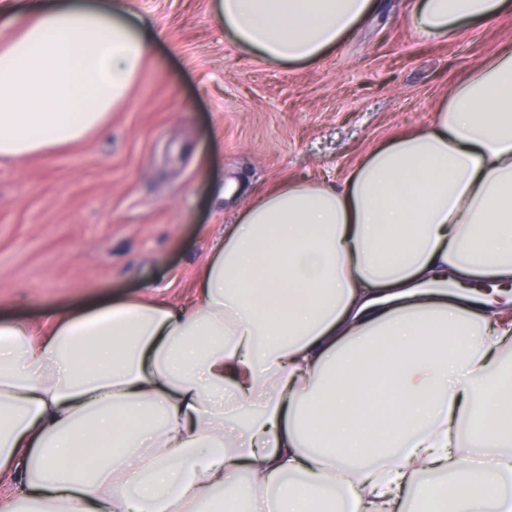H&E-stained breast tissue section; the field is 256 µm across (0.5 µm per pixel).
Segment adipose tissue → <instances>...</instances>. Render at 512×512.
I'll use <instances>...</instances> for the list:
<instances>
[{"mask_svg": "<svg viewBox=\"0 0 512 512\" xmlns=\"http://www.w3.org/2000/svg\"><path fill=\"white\" fill-rule=\"evenodd\" d=\"M375 0H214L241 48L313 62ZM512 0H419L443 38ZM0 159L80 142L151 51L131 0L0 6ZM194 299L0 324V512H512V49L341 184L242 209ZM425 470L447 486L417 482Z\"/></svg>", "mask_w": 512, "mask_h": 512, "instance_id": "ef3b65f1", "label": "adipose tissue"}]
</instances>
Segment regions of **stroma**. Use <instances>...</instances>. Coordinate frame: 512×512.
Wrapping results in <instances>:
<instances>
[{"mask_svg": "<svg viewBox=\"0 0 512 512\" xmlns=\"http://www.w3.org/2000/svg\"><path fill=\"white\" fill-rule=\"evenodd\" d=\"M380 2L319 60L284 65L233 43L212 0H132L158 40L130 105L78 144L0 162V322L39 331L48 310L148 291L184 304L257 192L339 182L512 44V17L426 39L418 0Z\"/></svg>", "mask_w": 512, "mask_h": 512, "instance_id": "35a3bbf8", "label": "stroma"}]
</instances>
